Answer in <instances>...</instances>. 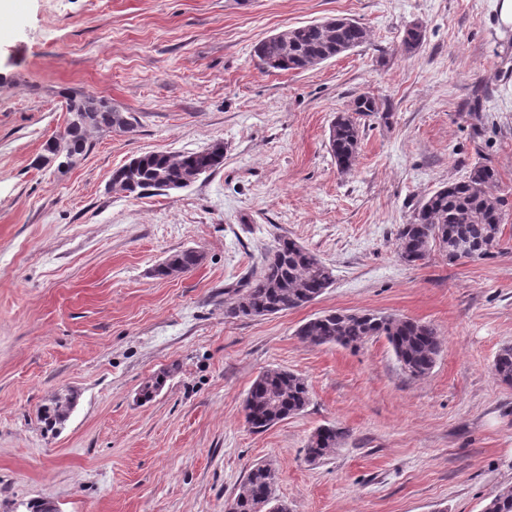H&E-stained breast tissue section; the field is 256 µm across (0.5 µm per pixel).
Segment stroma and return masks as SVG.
Masks as SVG:
<instances>
[{
	"instance_id": "stroma-1",
	"label": "stroma",
	"mask_w": 512,
	"mask_h": 512,
	"mask_svg": "<svg viewBox=\"0 0 512 512\" xmlns=\"http://www.w3.org/2000/svg\"><path fill=\"white\" fill-rule=\"evenodd\" d=\"M344 16L363 46L305 71L269 72L256 44ZM424 40L406 53V28ZM129 112L66 167L37 163L63 130L62 94ZM363 94L350 172L328 150ZM224 145L191 186L113 190L134 155ZM478 162L498 172L502 236L490 258L415 266L398 230ZM333 268L317 300L229 318L224 290L258 273L279 237ZM193 249L191 272L156 265ZM331 310L431 324L442 340L414 379L386 339L357 349L298 336ZM512 30L498 0H0V512H225L269 464L289 512H482L512 485ZM304 377L299 414L263 432L244 400L264 371ZM164 383L142 400V385ZM70 396L64 422L43 411ZM345 438L308 461L316 429ZM493 372L499 381L512 385V345L502 347L493 361Z\"/></svg>"
}]
</instances>
